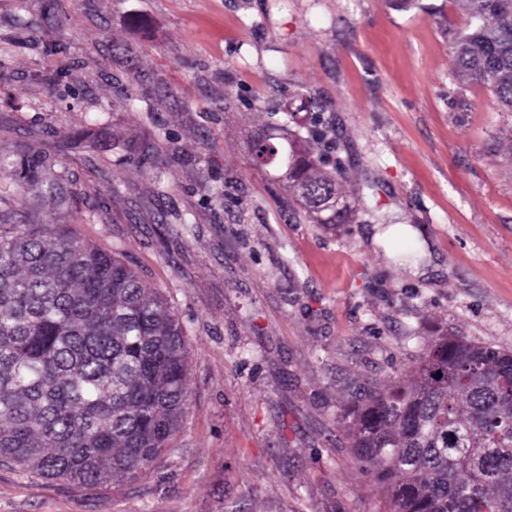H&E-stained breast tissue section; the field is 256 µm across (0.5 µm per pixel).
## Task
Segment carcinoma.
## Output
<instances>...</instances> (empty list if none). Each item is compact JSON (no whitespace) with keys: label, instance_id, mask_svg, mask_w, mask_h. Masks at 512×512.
Instances as JSON below:
<instances>
[{"label":"carcinoma","instance_id":"carcinoma-1","mask_svg":"<svg viewBox=\"0 0 512 512\" xmlns=\"http://www.w3.org/2000/svg\"><path fill=\"white\" fill-rule=\"evenodd\" d=\"M454 70L512 112V0H459ZM306 134L262 124L247 148L277 165L289 210L310 224H355L327 202L349 169L323 105ZM56 157L24 144L0 174L24 203L0 209V464L85 488L147 473L190 405L187 341L166 299L129 264L68 224L39 223L44 199L71 203ZM442 373L435 378L436 373ZM512 350L443 333L409 370L355 386L343 428L381 512H512Z\"/></svg>","mask_w":512,"mask_h":512}]
</instances>
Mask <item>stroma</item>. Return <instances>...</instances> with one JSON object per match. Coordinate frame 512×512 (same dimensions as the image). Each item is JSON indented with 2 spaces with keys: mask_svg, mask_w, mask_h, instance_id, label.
Wrapping results in <instances>:
<instances>
[{
  "mask_svg": "<svg viewBox=\"0 0 512 512\" xmlns=\"http://www.w3.org/2000/svg\"><path fill=\"white\" fill-rule=\"evenodd\" d=\"M54 12L0 0V40L20 46L0 57V151L56 155L78 202L42 203V223L66 219L167 299L191 404L135 482L91 490L0 466V512H379L338 424L354 384L405 373L441 329L512 348V112L451 68L456 0ZM301 88L341 131L357 223L289 219L274 167L246 148L264 108L307 122ZM156 151L160 179L143 161ZM387 222L405 233L379 238Z\"/></svg>",
  "mask_w": 512,
  "mask_h": 512,
  "instance_id": "35a3bbf8",
  "label": "stroma"
}]
</instances>
